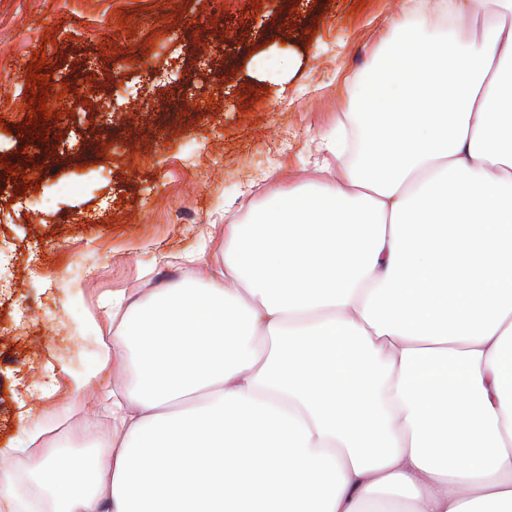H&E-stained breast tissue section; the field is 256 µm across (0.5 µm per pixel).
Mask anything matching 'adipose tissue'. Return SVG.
<instances>
[{"label": "adipose tissue", "instance_id": "ef3b65f1", "mask_svg": "<svg viewBox=\"0 0 512 512\" xmlns=\"http://www.w3.org/2000/svg\"><path fill=\"white\" fill-rule=\"evenodd\" d=\"M350 82L319 180L113 294L105 443L28 433L0 512H512V0H404Z\"/></svg>", "mask_w": 512, "mask_h": 512}]
</instances>
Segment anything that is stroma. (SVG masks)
Wrapping results in <instances>:
<instances>
[{
    "label": "stroma",
    "mask_w": 512,
    "mask_h": 512,
    "mask_svg": "<svg viewBox=\"0 0 512 512\" xmlns=\"http://www.w3.org/2000/svg\"><path fill=\"white\" fill-rule=\"evenodd\" d=\"M402 4L0 0V448L58 422L71 376L91 368L88 419L53 444L81 453L103 438L105 303L181 278L225 210L313 176L349 102L342 76L370 65ZM130 43L140 67L114 73ZM39 50L54 90L45 141L15 133L26 109L13 74ZM78 92L92 112L74 111Z\"/></svg>",
    "instance_id": "stroma-1"
}]
</instances>
